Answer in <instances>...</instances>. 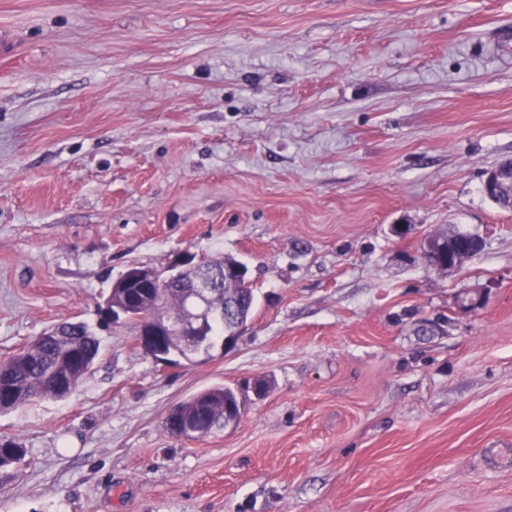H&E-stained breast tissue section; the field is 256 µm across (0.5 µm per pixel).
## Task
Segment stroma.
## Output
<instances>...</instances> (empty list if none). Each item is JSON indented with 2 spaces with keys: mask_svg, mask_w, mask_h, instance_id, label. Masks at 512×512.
Returning a JSON list of instances; mask_svg holds the SVG:
<instances>
[{
  "mask_svg": "<svg viewBox=\"0 0 512 512\" xmlns=\"http://www.w3.org/2000/svg\"><path fill=\"white\" fill-rule=\"evenodd\" d=\"M0 363L101 354L0 413V512H512V0H0ZM455 228L481 249L422 258ZM231 256L257 302L173 365L104 324L130 266ZM223 384L236 427L169 410ZM483 191L489 199L502 191L512 193V161H505L486 173ZM492 200V199H491ZM99 354L100 340L86 323L54 325L0 363V411L38 399L68 398L91 372ZM59 380L67 381L65 390L56 387Z\"/></svg>",
  "mask_w": 512,
  "mask_h": 512,
  "instance_id": "35a3bbf8",
  "label": "stroma"
}]
</instances>
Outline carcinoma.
<instances>
[{
    "instance_id": "cac0c4a2",
    "label": "carcinoma",
    "mask_w": 512,
    "mask_h": 512,
    "mask_svg": "<svg viewBox=\"0 0 512 512\" xmlns=\"http://www.w3.org/2000/svg\"><path fill=\"white\" fill-rule=\"evenodd\" d=\"M185 303V289L171 288L161 308L178 315ZM99 354L100 340L86 323L64 321L54 325L0 363V411L38 399L68 398L91 372ZM226 409L241 411V401L234 389L214 385L181 402L178 415L166 417L165 428L171 434L177 420L188 417L209 432L223 425ZM24 455L20 443H0V465L18 462Z\"/></svg>"
}]
</instances>
